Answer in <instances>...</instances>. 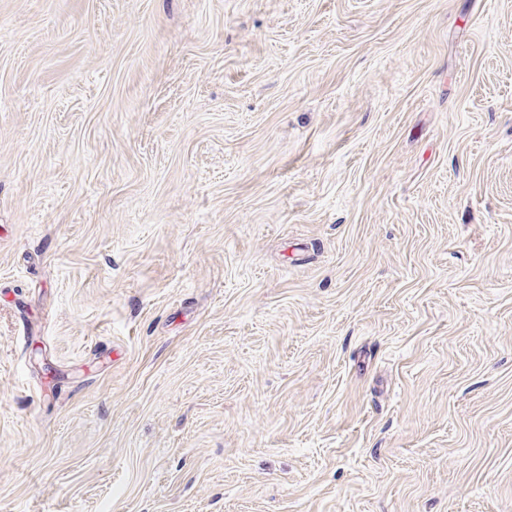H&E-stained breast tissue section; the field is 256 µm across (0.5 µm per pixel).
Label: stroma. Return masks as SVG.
<instances>
[{
  "label": "stroma",
  "instance_id": "obj_1",
  "mask_svg": "<svg viewBox=\"0 0 512 512\" xmlns=\"http://www.w3.org/2000/svg\"><path fill=\"white\" fill-rule=\"evenodd\" d=\"M0 512H512V0H0Z\"/></svg>",
  "mask_w": 512,
  "mask_h": 512
}]
</instances>
